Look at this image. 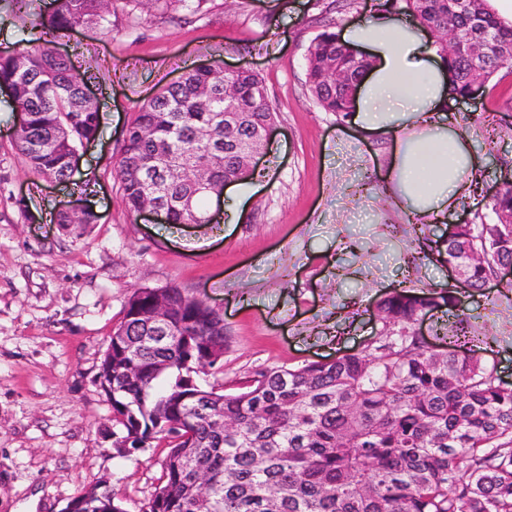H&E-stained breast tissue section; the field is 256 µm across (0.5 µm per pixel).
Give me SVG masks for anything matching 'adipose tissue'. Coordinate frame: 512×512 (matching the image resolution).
I'll use <instances>...</instances> for the list:
<instances>
[{
    "instance_id": "ef3b65f1",
    "label": "adipose tissue",
    "mask_w": 512,
    "mask_h": 512,
    "mask_svg": "<svg viewBox=\"0 0 512 512\" xmlns=\"http://www.w3.org/2000/svg\"><path fill=\"white\" fill-rule=\"evenodd\" d=\"M338 37L370 59L351 119L361 131L393 134L389 193L404 211L428 221L453 213L471 195L481 162L446 117L447 60L410 15L376 11L345 24Z\"/></svg>"
}]
</instances>
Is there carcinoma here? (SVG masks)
Listing matches in <instances>:
<instances>
[{"instance_id": "carcinoma-1", "label": "carcinoma", "mask_w": 512, "mask_h": 512, "mask_svg": "<svg viewBox=\"0 0 512 512\" xmlns=\"http://www.w3.org/2000/svg\"><path fill=\"white\" fill-rule=\"evenodd\" d=\"M41 18L42 34L111 24L103 0H53ZM130 11L153 9L189 23L207 13L210 0H125ZM415 16L448 59L456 98L473 92L469 57L448 54L442 34L471 32L483 47L482 88L512 64V27L488 0L463 9L449 0H385ZM49 41L0 53V84L12 89L23 125L16 147L42 176L68 181L79 147L96 138L99 107L86 97L91 77L56 55ZM365 56L341 44L332 24L306 51L309 91L326 112L346 115L350 84L329 85L338 68L358 77ZM236 100L224 101V84ZM259 73L229 75L213 66L192 69L138 107L127 124L117 175L127 211L150 202L170 224H209L197 187L205 169L224 186L244 165L225 130L249 133L274 122ZM497 223L458 224L448 238L447 262L479 289L512 264V185L486 202ZM96 215L70 210L60 224H94ZM162 297L171 305L163 326L146 314ZM458 304L453 286L395 289L376 308L387 334L359 350L297 367L256 372L233 393L197 384L194 374L220 368L224 318L190 300L177 287L137 288L113 328L100 370L112 368V445L131 456L154 442L169 448L163 484L146 512H512V383L482 357L484 349L461 319L427 349L414 330L438 301ZM208 472L211 493L196 494L198 470ZM98 512H125L112 489L100 490Z\"/></svg>"}]
</instances>
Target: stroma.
<instances>
[{"instance_id": "1", "label": "stroma", "mask_w": 512, "mask_h": 512, "mask_svg": "<svg viewBox=\"0 0 512 512\" xmlns=\"http://www.w3.org/2000/svg\"><path fill=\"white\" fill-rule=\"evenodd\" d=\"M18 17L0 0V51L40 37L42 14ZM375 0H211L183 23L112 0V26L60 32L52 50L91 77L99 137L80 147L70 185L23 161L17 115L0 109V512H64L85 490L111 486L125 512H145L165 448L126 457L112 446V407L97 382L109 337L134 289L175 285L222 309L220 369L198 382L235 391L254 372L343 354L377 338L376 301L401 287L454 282L449 225L409 223L383 190L392 135L371 136L319 108L306 50L324 23L366 15ZM247 67L264 79L276 129L258 188L208 199L215 223L154 224L132 217L114 164L137 107L188 67ZM481 157L485 190L512 172V69L478 100L448 112ZM87 206L97 223L59 224ZM459 313L512 382V285L459 288Z\"/></svg>"}]
</instances>
